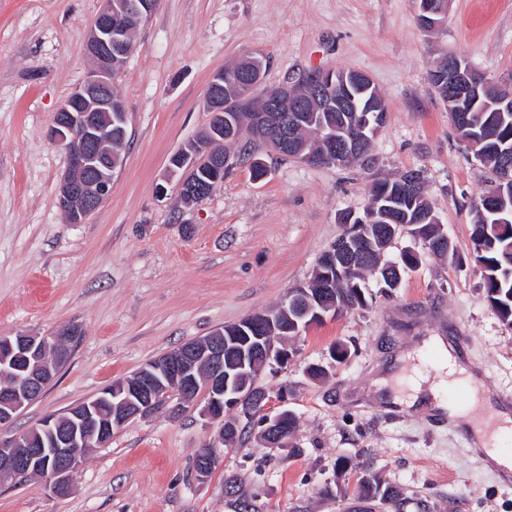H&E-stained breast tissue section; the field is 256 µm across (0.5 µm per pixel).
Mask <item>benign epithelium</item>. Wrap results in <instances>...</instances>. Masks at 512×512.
<instances>
[{"label":"benign epithelium","instance_id":"obj_1","mask_svg":"<svg viewBox=\"0 0 512 512\" xmlns=\"http://www.w3.org/2000/svg\"><path fill=\"white\" fill-rule=\"evenodd\" d=\"M93 27L86 41V52L94 60L86 81L77 87L56 112L50 139L58 145H67L79 139L82 146L68 151L69 170L57 185L60 207L69 221L82 224L94 213L102 200L112 191V173L120 163L112 154L113 117L125 114L123 100L112 95V44L119 42L118 33L126 26L152 12L155 0H102ZM418 20L421 25L436 28L446 14V0H416ZM448 67V93L463 98L480 87L493 92L494 103L505 105L512 101V93L494 88L487 75L454 57L435 60L431 71ZM262 75V63L249 61L248 68L240 73L237 86L257 85ZM223 72H218L204 101L206 111L212 113V138H224V114L220 92L224 89ZM368 76H356L347 71L323 73L316 87V94L323 100L331 98L336 88L343 89V96L336 99L338 112H373L379 107L373 102H355L351 88L359 85L368 92ZM296 88L284 83L267 94V110L253 121L251 135L261 138L281 154L290 150V128L296 122L294 113L306 111L303 101L296 98ZM375 128L365 121L351 134L322 123L316 130L319 148L295 158L312 165H342L359 144L373 134ZM185 159L192 163L197 158L219 174L229 162V157L214 149L212 144L190 142ZM512 182V162L503 165V175L485 192V201L503 197L502 183ZM219 177L211 184L200 185L183 178L180 195L202 197L208 194ZM439 223L430 214L419 216L401 230L410 233L425 249L430 242L418 225L425 222ZM358 226L346 225L345 234L325 251L319 260L323 268H354L363 260L358 248ZM276 315L262 312L234 324V329L224 328L210 335L185 343L145 363L132 376L118 380L95 396L70 408L64 415L49 416L30 431L9 439L0 438V484L13 482L38 468L41 460L54 461L45 476L51 491L58 497L70 492L71 473L82 463L84 450L92 442L102 445L112 438V432L129 421L150 415L172 394L185 403L194 400L199 391L198 366L205 363L209 372L205 380L207 398L199 415L207 423L219 425V443L231 437L235 426L224 423V411L250 408L261 412L268 392L254 395L248 390L252 373L248 364L276 370L288 363L285 348L275 345V339L288 338V327L275 329ZM81 335L74 325L65 327L53 336H34L19 333L0 336V375L13 377L8 389L0 390V430L10 427L19 415L38 397L43 387L54 377L57 369L69 358L71 343ZM239 353L233 363H224V350ZM288 411L273 416L264 415L263 425L268 427L263 443L269 448H285L288 436L282 432Z\"/></svg>","mask_w":512,"mask_h":512}]
</instances>
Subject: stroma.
<instances>
[{"instance_id": "stroma-1", "label": "stroma", "mask_w": 512, "mask_h": 512, "mask_svg": "<svg viewBox=\"0 0 512 512\" xmlns=\"http://www.w3.org/2000/svg\"><path fill=\"white\" fill-rule=\"evenodd\" d=\"M101 6L0 0V335L81 331L45 392L1 435L277 308L308 284L342 217L363 214L377 182L421 171L455 256L422 254L386 294L368 276L366 307L289 339L288 364L260 378L266 414L285 410L296 420L287 447L225 446L212 473L197 478L195 459L217 428L172 396L90 449L68 496L29 477L0 485V512H234L224 492L230 477L259 512H348L366 468L401 491L377 512H512V487L497 484L467 435L435 413L382 401L374 384L389 371L402 394L436 384L449 405L465 406L461 382L439 383L437 353L411 352L424 337L451 340L463 327L470 368L512 394V329L486 302L472 259L471 204L493 175L460 140L428 79L432 60L452 55L512 88V0H448L444 24L430 31L415 0H157L116 77L128 122L112 192L73 224L56 193L69 158L47 131L87 77L85 39ZM243 57L263 60L268 88L329 70L368 75L387 106L370 162L310 165L255 142L263 177L237 161L208 198L178 204L169 159L207 129L214 73ZM338 347L347 354L332 359ZM404 353L407 364H398ZM316 365L326 373L314 379Z\"/></svg>"}]
</instances>
